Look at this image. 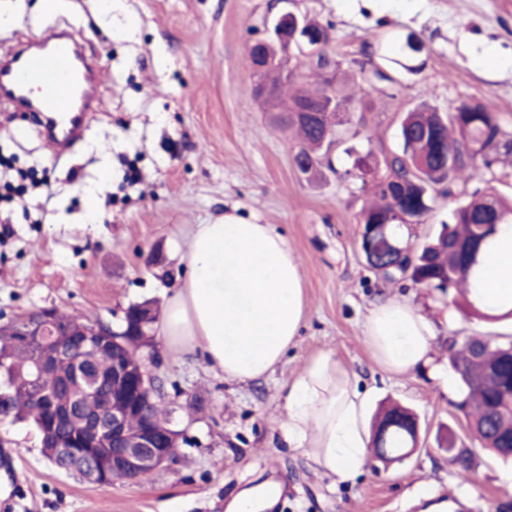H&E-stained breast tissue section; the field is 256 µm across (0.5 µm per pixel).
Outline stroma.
Segmentation results:
<instances>
[{"label": "stroma", "mask_w": 512, "mask_h": 512, "mask_svg": "<svg viewBox=\"0 0 512 512\" xmlns=\"http://www.w3.org/2000/svg\"><path fill=\"white\" fill-rule=\"evenodd\" d=\"M37 0H0V57L17 44L70 28L99 60L105 103L64 159L27 130L20 108L0 105V184L21 186L0 200V322L54 307L109 325L129 304L165 311L187 274L197 225L233 213L272 225L300 259L305 296L297 344L268 377L224 380L199 356L157 340L153 373L182 434L178 459L137 483L99 485L56 469L38 431L0 419V512H229L228 501L271 483L273 512H507L512 466L478 452L470 484L453 477L437 435L468 439L458 394L422 366L394 376L373 359L362 323L381 298L410 301L434 323L433 356L448 365L450 335H512V320L457 311L448 298L410 279L384 280L360 247L371 198L353 159L370 164L398 151L408 109L439 113L491 101L512 128V0H292L290 8L328 27L338 83L357 89L346 105L342 141L307 179L293 163L298 141L275 126L257 99L247 46L263 38L280 0H63L54 13ZM416 40L419 51L407 40ZM384 66L393 83L370 82ZM110 147L111 180L100 195L102 220L84 221L83 189ZM431 211L401 228L419 249L463 201L433 190ZM161 257L158 268L148 255ZM330 351L372 389L370 411L395 401L418 417L420 442L407 460L336 483L280 437L289 384L317 353Z\"/></svg>", "instance_id": "35a3bbf8"}]
</instances>
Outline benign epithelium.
Segmentation results:
<instances>
[{
	"label": "benign epithelium",
	"mask_w": 512,
	"mask_h": 512,
	"mask_svg": "<svg viewBox=\"0 0 512 512\" xmlns=\"http://www.w3.org/2000/svg\"><path fill=\"white\" fill-rule=\"evenodd\" d=\"M271 43L276 44L279 57L293 49H306L315 56L322 50L324 36L303 33L301 18L286 10L276 17L267 37L249 46L253 69L258 76L255 94L272 105L277 92L268 78L273 65V58L268 54ZM134 307L137 320L130 321V309L126 308L114 327L88 323L75 316L65 320L52 318L43 309L23 323L15 319L5 323L15 333L33 338L38 347L36 373L58 358L74 360L77 376L89 371V367L82 364V352L93 342L99 345V350L112 353V394L104 400L112 409L87 411L75 419L71 402L60 399L52 391L41 392L39 404L47 412L48 433L76 423L78 435L74 436L72 445L60 441L57 449L82 459H90L94 451L110 453L112 478L127 481L137 479L144 471L173 463L179 454L181 439V433L171 427L170 419L158 420L153 416L157 382L148 363L154 362L155 353L141 357L135 366L127 363L130 350L141 351L151 341V327L156 319L151 305L136 303Z\"/></svg>",
	"instance_id": "7a95c632"
}]
</instances>
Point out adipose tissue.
Returning a JSON list of instances; mask_svg holds the SVG:
<instances>
[{"label":"adipose tissue","mask_w":512,"mask_h":512,"mask_svg":"<svg viewBox=\"0 0 512 512\" xmlns=\"http://www.w3.org/2000/svg\"><path fill=\"white\" fill-rule=\"evenodd\" d=\"M189 274L177 285L161 334L172 349L198 354L225 380L247 383L268 376L299 334L304 291L298 258L270 225L224 214L198 225L188 244ZM483 303L512 297V226H503L485 258ZM364 342L388 373L431 367L433 327L406 301L372 306ZM368 392L334 353L315 355L289 385L280 425L289 447L301 450L328 476L346 482L367 466Z\"/></svg>","instance_id":"ef3b65f1"}]
</instances>
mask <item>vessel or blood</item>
I'll return each mask as SVG.
<instances>
[{"mask_svg": "<svg viewBox=\"0 0 512 512\" xmlns=\"http://www.w3.org/2000/svg\"><path fill=\"white\" fill-rule=\"evenodd\" d=\"M42 49L18 51L0 63V100L31 106L57 155L81 139L89 119L92 69L76 64L75 44L62 33L44 38Z\"/></svg>", "mask_w": 512, "mask_h": 512, "instance_id": "1", "label": "vessel or blood"}]
</instances>
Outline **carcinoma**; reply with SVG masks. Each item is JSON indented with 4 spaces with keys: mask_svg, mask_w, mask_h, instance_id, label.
<instances>
[{
    "mask_svg": "<svg viewBox=\"0 0 512 512\" xmlns=\"http://www.w3.org/2000/svg\"><path fill=\"white\" fill-rule=\"evenodd\" d=\"M335 78L326 77L314 91L297 88L280 104L288 107V127L301 139L298 155L320 161L318 151L325 135L336 131L344 98L334 87ZM307 105L309 112L293 107ZM400 149L384 159L385 172L373 177L377 201L361 213L364 229L376 224L386 227L388 236L398 235V227L388 226V216L398 205L424 217L432 210L428 187L445 182L464 184L475 179L480 169L491 168L501 153H512V132L507 130L489 102L463 103L446 115L416 106L404 115L399 130ZM500 224H512V202L495 193L474 191L458 205L451 223L412 256L397 252L379 254L371 264L381 277L392 281L408 277L427 290L451 295L468 293L479 287L477 268L480 245L495 235ZM464 311L484 320L512 318V308L494 315L473 301ZM449 360L463 370L454 407L467 421L471 436L503 462L512 463V336L448 337ZM33 357L19 345V337L9 330L0 332V371L5 376L0 392V417L27 422L41 429L44 413L34 401L40 391L58 388L68 376L71 364L60 361L33 379ZM417 421L406 409L394 406L378 419L374 447L387 450L395 460L417 440ZM453 436L446 447L456 448L448 459L452 474L467 481L474 466V453L466 445L455 447Z\"/></svg>",
    "mask_w": 512,
    "mask_h": 512,
    "instance_id": "carcinoma-1",
    "label": "carcinoma"
}]
</instances>
